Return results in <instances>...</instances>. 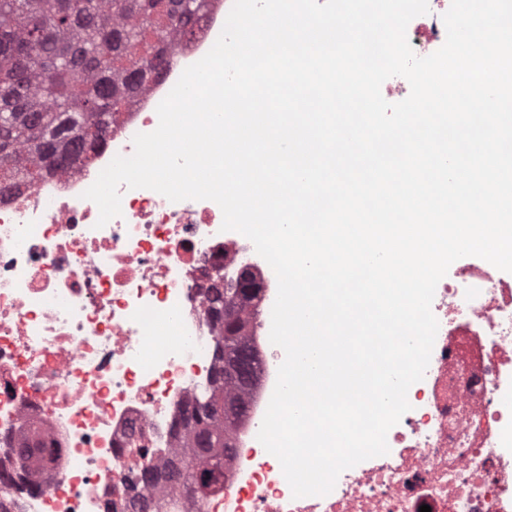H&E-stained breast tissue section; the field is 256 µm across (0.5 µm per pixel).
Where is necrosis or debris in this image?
<instances>
[{"mask_svg": "<svg viewBox=\"0 0 512 512\" xmlns=\"http://www.w3.org/2000/svg\"><path fill=\"white\" fill-rule=\"evenodd\" d=\"M229 12L227 0H208L196 36L88 158L0 194V512H195L169 490L174 469L199 466L189 417L219 365L199 275L241 263L261 285L262 365L207 512H512V273L477 259L438 283L431 359L388 454L343 471L327 495L296 499L257 439L284 360L269 340L272 268L222 230L211 200L126 188L121 216L97 227L84 191L155 130L159 103ZM30 430L48 449L39 476L17 462Z\"/></svg>", "mask_w": 512, "mask_h": 512, "instance_id": "1", "label": "necrosis or debris"}]
</instances>
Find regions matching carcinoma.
<instances>
[{
	"label": "carcinoma",
	"mask_w": 512,
	"mask_h": 512,
	"mask_svg": "<svg viewBox=\"0 0 512 512\" xmlns=\"http://www.w3.org/2000/svg\"><path fill=\"white\" fill-rule=\"evenodd\" d=\"M203 0H0V169L10 182H34L98 147L112 117L168 63L165 50L195 36ZM236 320L223 327L245 350L242 314L258 295L228 293ZM207 401L191 416L192 448L204 462L182 486L205 489L224 473V406L241 414L245 382L215 373ZM32 436L20 440L23 469L38 461Z\"/></svg>",
	"instance_id": "carcinoma-1"
}]
</instances>
